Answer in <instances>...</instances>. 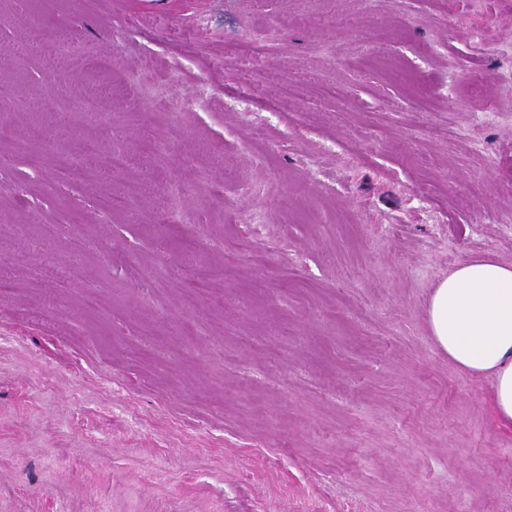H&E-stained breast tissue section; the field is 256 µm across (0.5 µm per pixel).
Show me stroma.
Wrapping results in <instances>:
<instances>
[{
  "label": "stroma",
  "instance_id": "35a3bbf8",
  "mask_svg": "<svg viewBox=\"0 0 512 512\" xmlns=\"http://www.w3.org/2000/svg\"><path fill=\"white\" fill-rule=\"evenodd\" d=\"M1 51L0 512H512L425 320L512 263V0H0Z\"/></svg>",
  "mask_w": 512,
  "mask_h": 512
}]
</instances>
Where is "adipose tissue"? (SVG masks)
<instances>
[{
	"label": "adipose tissue",
	"mask_w": 512,
	"mask_h": 512,
	"mask_svg": "<svg viewBox=\"0 0 512 512\" xmlns=\"http://www.w3.org/2000/svg\"><path fill=\"white\" fill-rule=\"evenodd\" d=\"M425 319L439 353L491 379L495 419L512 427V264L490 256L459 262L436 282Z\"/></svg>",
	"instance_id": "adipose-tissue-1"
}]
</instances>
